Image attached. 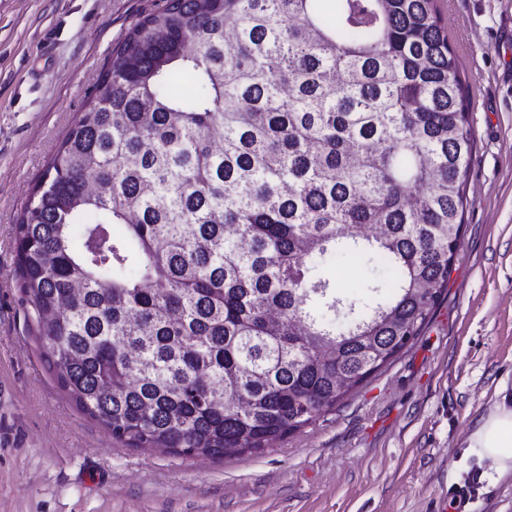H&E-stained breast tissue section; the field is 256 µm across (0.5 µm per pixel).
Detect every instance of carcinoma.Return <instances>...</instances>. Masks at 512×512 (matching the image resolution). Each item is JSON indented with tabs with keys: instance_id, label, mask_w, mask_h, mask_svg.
Here are the masks:
<instances>
[{
	"instance_id": "carcinoma-1",
	"label": "carcinoma",
	"mask_w": 512,
	"mask_h": 512,
	"mask_svg": "<svg viewBox=\"0 0 512 512\" xmlns=\"http://www.w3.org/2000/svg\"><path fill=\"white\" fill-rule=\"evenodd\" d=\"M464 91L437 0H165L144 15L15 224L26 322L58 387L122 445L178 456L261 452L336 408V372L345 395L362 387L447 291L473 150ZM90 173L110 192L89 194ZM366 225L378 232L341 233ZM341 255L389 266L386 296L339 294L321 267Z\"/></svg>"
}]
</instances>
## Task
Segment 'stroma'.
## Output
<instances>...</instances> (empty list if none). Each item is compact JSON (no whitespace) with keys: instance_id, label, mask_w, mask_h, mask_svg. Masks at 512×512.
Listing matches in <instances>:
<instances>
[{"instance_id":"1","label":"stroma","mask_w":512,"mask_h":512,"mask_svg":"<svg viewBox=\"0 0 512 512\" xmlns=\"http://www.w3.org/2000/svg\"><path fill=\"white\" fill-rule=\"evenodd\" d=\"M163 0H0V512H512V472L467 447L512 395V0H438L474 140L464 235L420 336L334 411L264 451L126 448L27 332L15 222L130 28ZM370 304L385 265H347Z\"/></svg>"}]
</instances>
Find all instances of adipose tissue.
<instances>
[{"instance_id": "1", "label": "adipose tissue", "mask_w": 512, "mask_h": 512, "mask_svg": "<svg viewBox=\"0 0 512 512\" xmlns=\"http://www.w3.org/2000/svg\"><path fill=\"white\" fill-rule=\"evenodd\" d=\"M468 446L497 472L512 471V399L502 400L477 422Z\"/></svg>"}]
</instances>
